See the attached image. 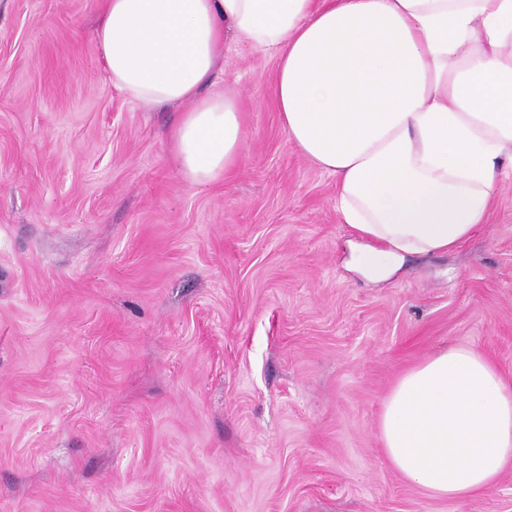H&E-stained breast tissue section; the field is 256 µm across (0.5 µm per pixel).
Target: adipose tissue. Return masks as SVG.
<instances>
[{
  "mask_svg": "<svg viewBox=\"0 0 512 512\" xmlns=\"http://www.w3.org/2000/svg\"><path fill=\"white\" fill-rule=\"evenodd\" d=\"M95 38L129 98L180 107L173 151L203 187L239 166L237 98L212 90L229 43L272 52L288 139L335 175L369 279L454 250L488 219L512 153V0H105ZM379 432L408 482L473 494L512 464V388L452 347L398 379Z\"/></svg>",
  "mask_w": 512,
  "mask_h": 512,
  "instance_id": "obj_1",
  "label": "adipose tissue"
}]
</instances>
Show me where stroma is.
<instances>
[{
    "mask_svg": "<svg viewBox=\"0 0 512 512\" xmlns=\"http://www.w3.org/2000/svg\"><path fill=\"white\" fill-rule=\"evenodd\" d=\"M102 5L0 0V512H512V467L439 499L379 435L399 377L448 347L512 385V159L466 243L370 281L272 53L225 52L241 168L200 189L178 108L110 82Z\"/></svg>",
    "mask_w": 512,
    "mask_h": 512,
    "instance_id": "obj_1",
    "label": "stroma"
}]
</instances>
